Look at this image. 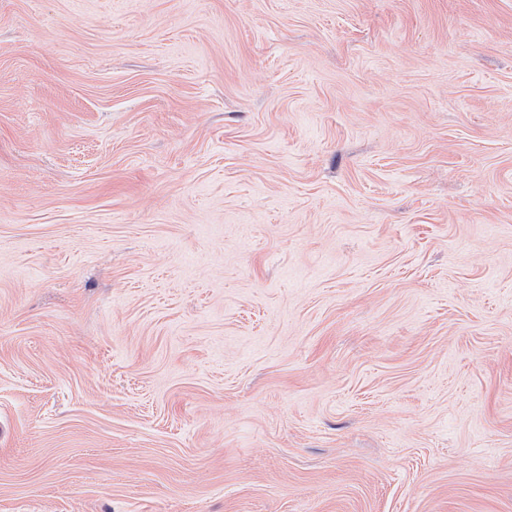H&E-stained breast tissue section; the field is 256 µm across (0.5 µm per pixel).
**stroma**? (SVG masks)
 Listing matches in <instances>:
<instances>
[{
	"label": "stroma",
	"instance_id": "obj_1",
	"mask_svg": "<svg viewBox=\"0 0 512 512\" xmlns=\"http://www.w3.org/2000/svg\"><path fill=\"white\" fill-rule=\"evenodd\" d=\"M0 512H512V0H0Z\"/></svg>",
	"mask_w": 512,
	"mask_h": 512
}]
</instances>
